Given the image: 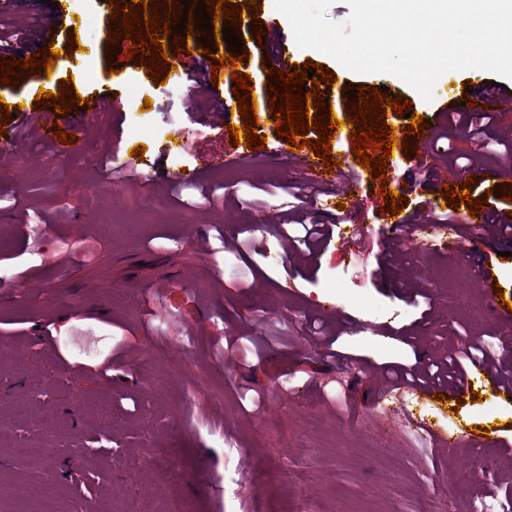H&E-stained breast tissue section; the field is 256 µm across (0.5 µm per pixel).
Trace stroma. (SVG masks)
<instances>
[{
    "instance_id": "obj_1",
    "label": "stroma",
    "mask_w": 512,
    "mask_h": 512,
    "mask_svg": "<svg viewBox=\"0 0 512 512\" xmlns=\"http://www.w3.org/2000/svg\"><path fill=\"white\" fill-rule=\"evenodd\" d=\"M53 31L61 55L49 74L0 85V98L31 93L52 77L71 78L73 96L117 89L111 114L85 125L82 147L68 152L41 137L0 152V512H499L512 506V399L473 401L459 411L410 392L384 394L385 365L429 363L449 347L484 348L512 368V346L478 273L467 259L439 251L419 255L395 232L423 208L445 217L448 199L435 176L394 149L386 175L408 203L385 209L379 183L359 170L336 234L294 254L300 225L292 187L306 184L299 160L265 119L266 146L232 159L224 122L208 100L188 111L189 78L216 72L224 100L234 101L233 71L265 85L269 46L247 38L238 68L212 70V58L190 39V53L165 49L172 70L164 85L128 62L113 71L118 49L109 0H57ZM265 29L284 40L283 69L313 61L336 77V107L350 113L352 87L386 88L431 119L449 91L467 81H495L482 69L444 73L432 101L391 74H356L332 57L299 47L274 0H258ZM80 47L65 57L67 40ZM151 107H144V99ZM484 137L454 124L431 150L436 174L457 161L461 179L478 174L477 158L512 145V112L495 111ZM146 151L136 174L113 178L104 156ZM220 158L207 168L204 157ZM368 236L351 240L353 225ZM253 241L250 267L222 243L225 226ZM475 248L492 281L512 301V239L487 236ZM399 310L363 329V307ZM266 337L265 359L226 342L246 331ZM335 339L328 357L323 337ZM111 361V376L101 373ZM438 434L468 437L438 449L405 418ZM496 426L489 441L481 426ZM98 453L73 461L77 442ZM78 464L86 480L63 479Z\"/></svg>"
}]
</instances>
